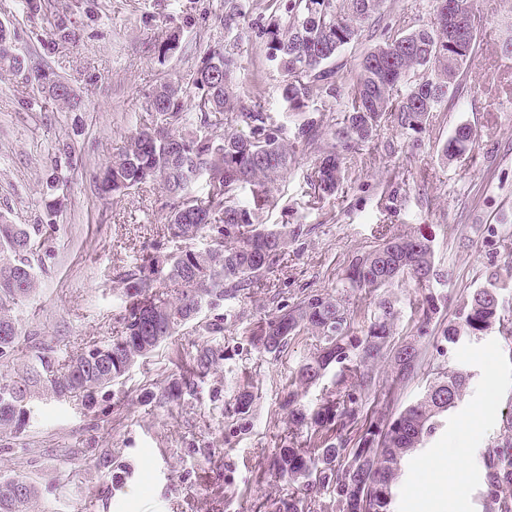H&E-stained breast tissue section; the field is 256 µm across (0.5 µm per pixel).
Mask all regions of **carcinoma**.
I'll return each mask as SVG.
<instances>
[{
  "instance_id": "carcinoma-1",
  "label": "carcinoma",
  "mask_w": 512,
  "mask_h": 512,
  "mask_svg": "<svg viewBox=\"0 0 512 512\" xmlns=\"http://www.w3.org/2000/svg\"><path fill=\"white\" fill-rule=\"evenodd\" d=\"M247 0H224V44L207 48L188 82L168 81V98L149 95L147 119L135 127L127 145L100 176L105 195L157 186L167 197L164 237L175 249L144 252L139 262L117 273L122 285V333L62 360L35 347L31 360L0 376V441L18 437L32 413L38 391L57 397L90 398L126 375L205 310L212 319L199 325L210 336L224 335V303H239L273 271L289 245L303 236L302 224H265L264 210L277 203L290 154L288 127L259 102L245 106L233 94L239 42L248 16ZM384 0H267L256 8L284 9L280 22L266 29L267 59L284 73L281 98L298 116L293 140L317 153L308 177L313 197L334 195L351 169L350 154L370 142L382 122L394 123L401 135L417 137L430 114L454 97L460 73L473 60L478 27L474 9L446 24L448 0H435L433 19L408 32L389 36L364 55L350 86L341 121L324 111L336 98L334 72L324 68L343 46L359 40ZM75 40L70 21L55 20L49 48ZM180 47L172 32L154 46L164 60ZM38 84L48 96L73 111L70 85L54 78ZM477 132L458 125L442 147V157L470 152ZM203 180L207 192L192 186ZM249 188L251 199L238 191ZM62 206L55 197L45 204L47 221L9 224L0 215V366L13 365L21 337L15 305L35 290L34 262L55 232L53 216ZM207 247L199 250L196 241ZM445 277L435 266L431 240L399 235L352 258L347 288L338 293L310 291L292 305L281 304L250 329L251 343L275 356L296 336L314 337L315 348L301 361L288 383L281 410L293 430L272 454L268 472L291 487L288 495L262 502V512H316V498H329L332 512H393L405 459L422 447L467 389L471 375L442 360L426 359L423 338L438 313L430 291ZM428 290L423 319L404 338L395 339V303L380 297L369 310L354 294L375 292L403 281ZM177 288L176 296L159 283ZM499 273L487 275L488 287L457 301L458 316L440 323L433 337L436 352L453 354L465 340L478 339L495 327L512 338V317L500 302ZM224 350L206 347L191 356L189 368L164 386L167 395L194 392L220 361ZM390 363L392 383L373 372ZM338 366L332 387L320 403L302 402L303 392L318 386L331 365ZM428 368L431 381L415 403L393 410L397 390ZM381 405L367 412L363 401ZM255 395L252 383L236 382L232 413L245 420ZM483 512H512V411L501 414L499 435L482 452ZM38 489L23 478L0 479V512H31Z\"/></svg>"
}]
</instances>
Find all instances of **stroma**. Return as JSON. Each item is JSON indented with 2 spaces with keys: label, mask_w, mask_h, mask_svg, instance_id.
Segmentation results:
<instances>
[{
  "label": "stroma",
  "mask_w": 512,
  "mask_h": 512,
  "mask_svg": "<svg viewBox=\"0 0 512 512\" xmlns=\"http://www.w3.org/2000/svg\"><path fill=\"white\" fill-rule=\"evenodd\" d=\"M475 7L479 31L463 91L431 114L419 139L382 123L355 154L342 189L321 200L307 183L314 152L297 146L282 198L262 220L298 221L307 233L263 278L243 306L244 318L229 321L222 338L187 326L137 361L122 383L99 389L92 404L79 397L35 400L20 437L0 442V478L21 476L40 490L32 512H83L89 502L94 512H255L259 502L287 495V483L261 473L288 434L280 405L315 340L300 336L273 357L254 349L248 333L271 309L273 295L290 304L305 291L342 290L351 259L382 237L419 232L430 238L435 264L448 275L433 287L443 297L440 320L454 319L457 300L486 287L491 270L505 280L500 300L512 312V273L504 269L512 253V69L499 65L512 41V0H475ZM223 11V0H44L34 14L27 0H0V24L13 34L10 52L36 58L86 103L85 111H67L32 76L0 72V214L12 224L35 223L47 177L62 180L51 255L35 268L34 295L15 309L24 335L18 364L30 360L33 336L64 359L116 335L122 301L115 275L161 241L165 198L157 188L104 196L97 176L126 146L152 90L169 79L189 80L204 50L223 42ZM432 13L430 0H386L369 31L328 63L336 73L335 112H342L365 52L383 35L427 23ZM60 14L76 40L50 53L46 45ZM175 31L179 50L158 61L154 44ZM265 42L261 25L247 30L235 90L251 100L253 76L261 74L265 109L291 126L295 117L279 90L283 76L267 60ZM462 122L477 129L479 142L470 154L443 160L441 148ZM63 142L73 145L74 158L60 151ZM216 344L232 349L233 358L221 361L194 394L162 397L165 379L178 372L177 352ZM449 362L473 377L443 427L409 457L395 512L481 510L475 464H467L463 487L452 496L453 473L430 463L456 451L476 455L498 435L502 413L512 410V343L493 329L464 342ZM244 376L256 399L243 432L222 417L211 392L230 390ZM203 447L222 463L219 480L203 477L209 465L194 454ZM117 463L128 470L118 487L112 484Z\"/></svg>",
  "instance_id": "obj_1"
}]
</instances>
